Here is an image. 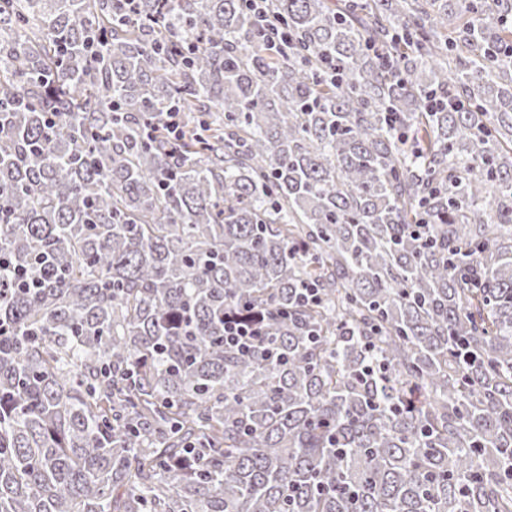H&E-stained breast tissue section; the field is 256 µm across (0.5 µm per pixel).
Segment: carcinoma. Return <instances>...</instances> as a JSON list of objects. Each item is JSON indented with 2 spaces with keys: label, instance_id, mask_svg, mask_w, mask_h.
Wrapping results in <instances>:
<instances>
[{
  "label": "carcinoma",
  "instance_id": "obj_1",
  "mask_svg": "<svg viewBox=\"0 0 512 512\" xmlns=\"http://www.w3.org/2000/svg\"><path fill=\"white\" fill-rule=\"evenodd\" d=\"M118 2L0 0V512H512V0ZM265 333L257 324L228 320L224 323V342L235 347L239 352L247 353L264 346Z\"/></svg>",
  "mask_w": 512,
  "mask_h": 512
}]
</instances>
